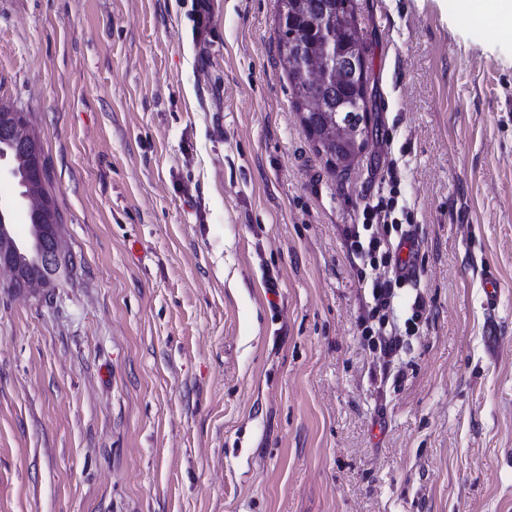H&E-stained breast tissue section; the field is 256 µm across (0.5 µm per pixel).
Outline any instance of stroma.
<instances>
[{
  "label": "stroma",
  "instance_id": "stroma-1",
  "mask_svg": "<svg viewBox=\"0 0 512 512\" xmlns=\"http://www.w3.org/2000/svg\"><path fill=\"white\" fill-rule=\"evenodd\" d=\"M197 2L0 0L75 257L43 295L0 270V512H512V34L354 0L373 131L340 175L276 0ZM389 195L385 352L344 230Z\"/></svg>",
  "mask_w": 512,
  "mask_h": 512
}]
</instances>
